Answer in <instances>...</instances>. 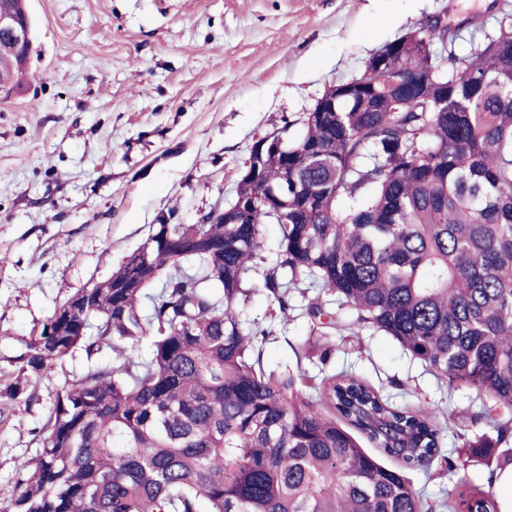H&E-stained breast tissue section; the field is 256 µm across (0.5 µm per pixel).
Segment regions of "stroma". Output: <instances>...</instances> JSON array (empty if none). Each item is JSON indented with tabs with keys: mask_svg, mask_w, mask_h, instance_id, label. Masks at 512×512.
I'll return each instance as SVG.
<instances>
[{
	"mask_svg": "<svg viewBox=\"0 0 512 512\" xmlns=\"http://www.w3.org/2000/svg\"><path fill=\"white\" fill-rule=\"evenodd\" d=\"M33 50L21 89L0 95V503L18 493L22 460L61 389L102 350L41 377L16 361L67 298L108 277L156 224H196L235 199L258 138L287 128L332 86L359 77L385 43L438 18L457 51L498 30L502 0H27ZM244 316L267 330L269 367L347 373L396 405L454 411L444 463L410 471L430 500L459 479L507 468L501 448L475 458L474 390L449 389L395 340L368 329L312 334L317 294L298 276L280 313L262 289Z\"/></svg>",
	"mask_w": 512,
	"mask_h": 512,
	"instance_id": "1",
	"label": "stroma"
}]
</instances>
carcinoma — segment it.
<instances>
[{"label":"carcinoma","mask_w":512,"mask_h":512,"mask_svg":"<svg viewBox=\"0 0 512 512\" xmlns=\"http://www.w3.org/2000/svg\"><path fill=\"white\" fill-rule=\"evenodd\" d=\"M456 40L427 22L384 44L357 92L331 87L336 111L255 142L239 212L155 225L88 307L52 314L20 371L41 377L78 349L114 358L58 394L0 512H499L491 481L461 478L436 503L404 475L440 456L454 416L394 406L348 374L271 370L240 310L261 226L277 224L263 288L281 313L308 276L313 328L335 327L322 296L338 297L353 332L383 331L477 393L470 423L496 437L468 447L512 440V3L495 37L459 53ZM0 59V83L22 85L27 56L0 38Z\"/></svg>","instance_id":"1"}]
</instances>
